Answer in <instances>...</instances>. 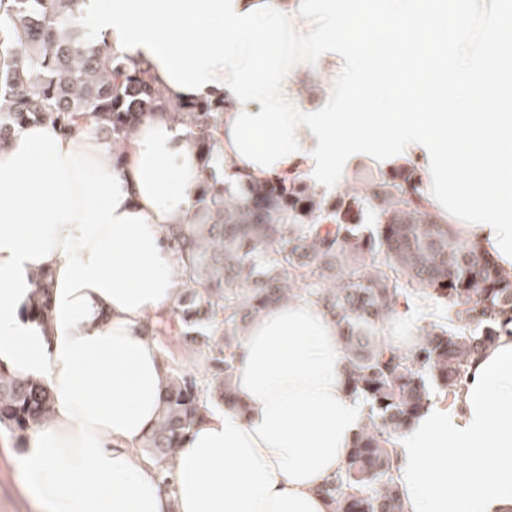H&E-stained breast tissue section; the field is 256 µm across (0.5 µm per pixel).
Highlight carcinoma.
<instances>
[{"label": "carcinoma", "instance_id": "1", "mask_svg": "<svg viewBox=\"0 0 512 512\" xmlns=\"http://www.w3.org/2000/svg\"><path fill=\"white\" fill-rule=\"evenodd\" d=\"M87 0H0V144L24 123L71 131L92 122L120 151L129 132L163 111L192 129L205 164L222 159L224 106H171L143 72H130L103 34L78 23ZM181 267L178 335L206 361L196 375L175 366L145 436L170 491L176 450L212 404L235 408V351L268 306L307 300L334 321L348 379L368 407L345 468L322 493L332 512H404L394 441L436 401L451 404L478 352L512 335V278L483 247L460 239L428 207L417 170H356L343 191L318 192L299 175L234 187L213 173L189 224L168 225ZM48 314L49 284L34 290ZM434 306L409 350L382 338L390 317ZM51 393L0 369V431L20 438L47 421Z\"/></svg>", "mask_w": 512, "mask_h": 512}]
</instances>
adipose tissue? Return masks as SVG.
Masks as SVG:
<instances>
[{"mask_svg":"<svg viewBox=\"0 0 512 512\" xmlns=\"http://www.w3.org/2000/svg\"><path fill=\"white\" fill-rule=\"evenodd\" d=\"M123 56L170 103L223 102L228 175L265 178L232 146L240 106L229 90L176 88L143 46ZM208 172L166 114L117 153L89 123L69 132L31 121L0 145V368L53 396L21 455L42 512H331L321 488L344 468L367 411L334 323L302 300L250 325L233 375L244 410L214 406L195 422L173 493L134 453L169 381L143 332L181 294L167 227L185 222ZM44 275L45 320L32 312ZM394 467L405 512H512V336L473 358L452 405L401 432Z\"/></svg>","mask_w":512,"mask_h":512,"instance_id":"ef3b65f1","label":"adipose tissue"}]
</instances>
